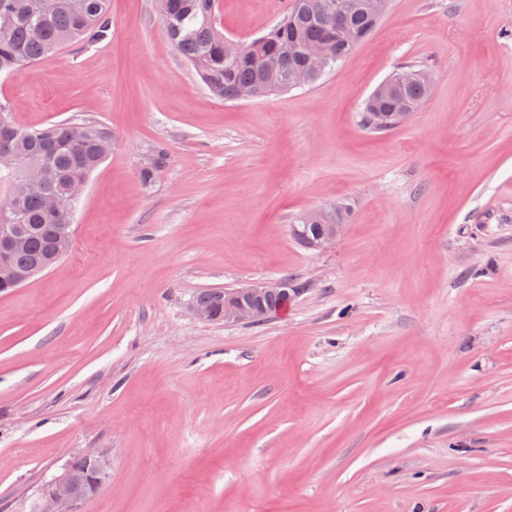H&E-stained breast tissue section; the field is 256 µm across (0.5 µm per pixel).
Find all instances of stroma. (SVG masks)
Masks as SVG:
<instances>
[{
	"label": "stroma",
	"mask_w": 512,
	"mask_h": 512,
	"mask_svg": "<svg viewBox=\"0 0 512 512\" xmlns=\"http://www.w3.org/2000/svg\"><path fill=\"white\" fill-rule=\"evenodd\" d=\"M280 18L275 0L216 11L243 44ZM111 21L0 76L17 126L112 133L71 252L0 295V512H36L102 448L79 512H512V0H390L316 84L236 101L168 43L156 0H112ZM412 65L429 98L366 130L365 100ZM337 203L335 249L293 238ZM286 276L301 293L264 323L188 313ZM112 466V451L102 448L85 458V463L78 466L69 462L63 472L55 476L46 486L39 512H76L78 505L90 496L94 495L109 477ZM82 481L86 487V495L83 496V488L78 486L75 493V485Z\"/></svg>",
	"instance_id": "35a3bbf8"
}]
</instances>
